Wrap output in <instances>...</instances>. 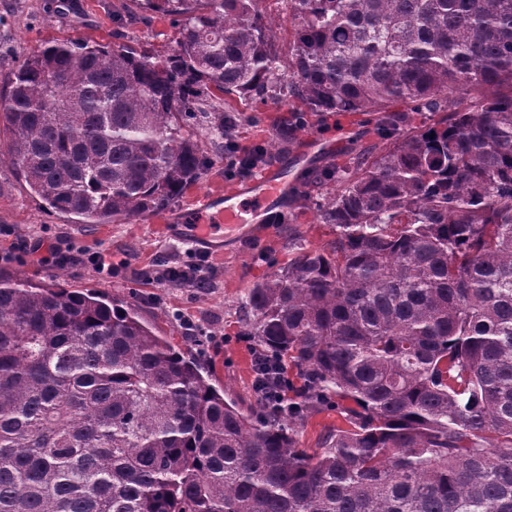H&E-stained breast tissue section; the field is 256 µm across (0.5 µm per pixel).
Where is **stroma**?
<instances>
[{
  "label": "stroma",
  "mask_w": 512,
  "mask_h": 512,
  "mask_svg": "<svg viewBox=\"0 0 512 512\" xmlns=\"http://www.w3.org/2000/svg\"><path fill=\"white\" fill-rule=\"evenodd\" d=\"M178 27L172 16L147 11L136 0H0V79L19 66L23 54L54 40L97 42L103 45L134 43L155 54L172 52ZM279 88L265 97L247 100L229 97L243 120L235 129L242 147L269 145L288 134L290 143L275 154L288 163V178L299 183L312 169L352 165L359 150L377 139L376 115L356 113L347 131L333 128L332 116H309L306 124L286 129L288 107L274 103ZM323 136L336 145L334 152L313 157L308 164L292 161L294 148L306 138ZM239 177L224 173V161L214 157L210 170L187 186L167 207L126 221L77 224L72 218L48 211L31 195L9 166L0 167V269L33 283L50 280L63 285L94 289L131 303L142 321L158 335L169 337L176 348L196 356L214 386L223 388L226 401L244 412L256 408L254 359L258 348L247 333L246 298L253 285L293 258L298 250H323L336 237L334 226L316 220L317 203L291 205L279 201L267 210L281 216L262 237L232 236L216 226L224 238L223 253L195 248L184 238L162 231V220L188 209L194 198L214 185L230 187ZM70 249L65 264L39 262L35 243ZM111 254L119 262L112 275L96 272L88 257ZM168 267L194 268L206 281V290L158 281ZM190 317L205 332L200 344L190 342L179 324Z\"/></svg>",
  "instance_id": "35a3bbf8"
}]
</instances>
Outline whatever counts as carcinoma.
Wrapping results in <instances>:
<instances>
[{
	"label": "carcinoma",
	"mask_w": 512,
	"mask_h": 512,
	"mask_svg": "<svg viewBox=\"0 0 512 512\" xmlns=\"http://www.w3.org/2000/svg\"><path fill=\"white\" fill-rule=\"evenodd\" d=\"M258 2L140 0L176 17L172 53L55 41L0 105L8 165L79 224L199 180L185 124L237 164L211 86L380 113L341 189L312 174L329 248L248 293L296 400L246 415L130 304L0 272V512H512V0H290L283 73ZM396 103L444 116L411 128ZM332 406L349 427L298 447Z\"/></svg>",
	"instance_id": "obj_1"
}]
</instances>
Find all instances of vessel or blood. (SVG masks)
Returning <instances> with one entry per match:
<instances>
[{
	"label": "vessel or blood",
	"instance_id": "1",
	"mask_svg": "<svg viewBox=\"0 0 512 512\" xmlns=\"http://www.w3.org/2000/svg\"><path fill=\"white\" fill-rule=\"evenodd\" d=\"M289 188L288 179L281 168L273 166L262 172L260 177L236 185L234 189L210 192L205 196L204 204L213 209L215 220L235 229L246 228L248 233L260 236L264 233L263 228L245 225L241 215L243 202L256 201L258 209L262 210L286 195ZM166 230L168 233L190 239L201 248L208 249L215 244L210 226L199 221L192 224H170L167 225Z\"/></svg>",
	"mask_w": 512,
	"mask_h": 512
}]
</instances>
